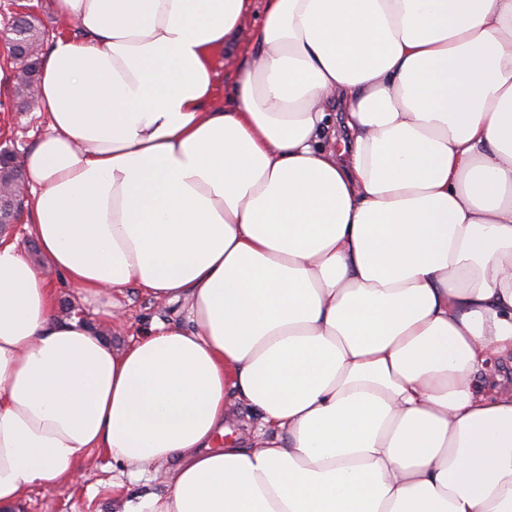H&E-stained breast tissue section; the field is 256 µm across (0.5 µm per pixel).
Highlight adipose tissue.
I'll list each match as a JSON object with an SVG mask.
<instances>
[{
	"label": "adipose tissue",
	"instance_id": "ef3b65f1",
	"mask_svg": "<svg viewBox=\"0 0 512 512\" xmlns=\"http://www.w3.org/2000/svg\"><path fill=\"white\" fill-rule=\"evenodd\" d=\"M0 238V512L109 451L121 512H512V0H55ZM246 47L223 103L216 59ZM184 302L124 348L59 314ZM260 424L217 446L229 394ZM22 212V206L17 210L14 207L1 210V218L3 224H7L13 220H18ZM27 221V210L24 212L20 220L15 224L0 225V233L7 232L9 237L14 240L20 250L32 261L38 263L41 261V254L37 244L27 235L25 224Z\"/></svg>",
	"mask_w": 512,
	"mask_h": 512
}]
</instances>
